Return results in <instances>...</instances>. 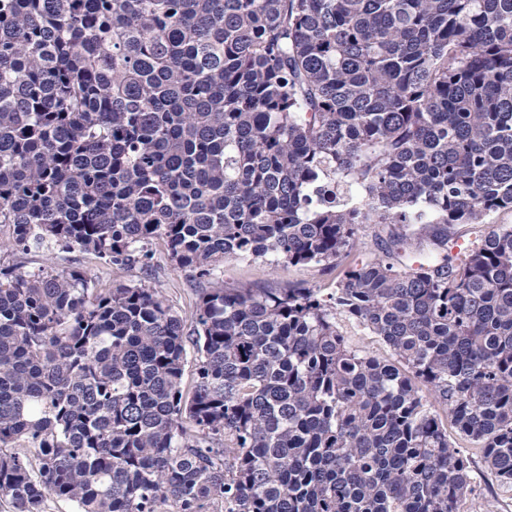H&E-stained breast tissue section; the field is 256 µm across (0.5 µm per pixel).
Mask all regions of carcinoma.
Returning <instances> with one entry per match:
<instances>
[{
  "mask_svg": "<svg viewBox=\"0 0 512 512\" xmlns=\"http://www.w3.org/2000/svg\"><path fill=\"white\" fill-rule=\"evenodd\" d=\"M512 0H0V497L45 512H465L512 488ZM330 293L212 279L330 268ZM346 319L393 359L350 347ZM195 386L182 389L187 347ZM433 392L443 413L431 408ZM401 224H362L357 232L356 247L348 257H342L336 269L322 266L288 265L268 257L265 263L241 260H226L214 271L215 279L226 284H254L260 288H284L308 286L321 288L326 294L336 288L342 273L353 262L371 259L382 254L391 231H402ZM154 257L150 268L118 270L82 252L55 253L31 251L18 254L17 260L26 265L27 270L54 266L59 269L70 265L78 266L85 277L98 288H112L119 282H141L151 288H157L167 303L189 323L198 301V288L201 286L188 277V273L174 267L170 262L166 247L162 241L152 246ZM448 434L477 462L475 470V494L477 495L468 504V508L472 507L469 512H512V490L507 491L498 486L494 474L482 463L479 448H470L472 445L460 438L450 424H448Z\"/></svg>",
  "mask_w": 512,
  "mask_h": 512,
  "instance_id": "carcinoma-1",
  "label": "carcinoma"
}]
</instances>
